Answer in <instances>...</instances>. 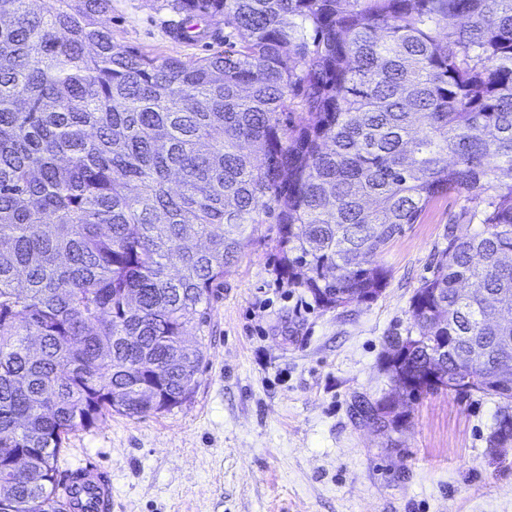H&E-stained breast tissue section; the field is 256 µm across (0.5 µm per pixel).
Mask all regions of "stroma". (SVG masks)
I'll list each match as a JSON object with an SVG mask.
<instances>
[{"label": "stroma", "mask_w": 512, "mask_h": 512, "mask_svg": "<svg viewBox=\"0 0 512 512\" xmlns=\"http://www.w3.org/2000/svg\"><path fill=\"white\" fill-rule=\"evenodd\" d=\"M163 0H112L115 42L183 60L207 43L170 40ZM464 194L436 197L378 255L389 271L373 301L319 306L276 272V227L260 225L190 331L203 361L191 399L144 418L112 414L66 436L59 469L112 475V512H512V448L493 455L497 404L448 391L405 402L407 429L354 414L393 396L389 338L413 331L410 300L449 236L480 231Z\"/></svg>", "instance_id": "obj_1"}]
</instances>
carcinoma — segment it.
I'll list each match as a JSON object with an SVG mask.
<instances>
[{"label":"carcinoma","mask_w":512,"mask_h":512,"mask_svg":"<svg viewBox=\"0 0 512 512\" xmlns=\"http://www.w3.org/2000/svg\"><path fill=\"white\" fill-rule=\"evenodd\" d=\"M111 0H0V512H58L66 436L186 403L214 287L247 231L326 309L377 298L376 257L451 191L482 230L448 238L410 302L428 352L496 399L512 446V0H166L234 40L183 61L118 44ZM385 428L403 411L365 403Z\"/></svg>","instance_id":"1"}]
</instances>
